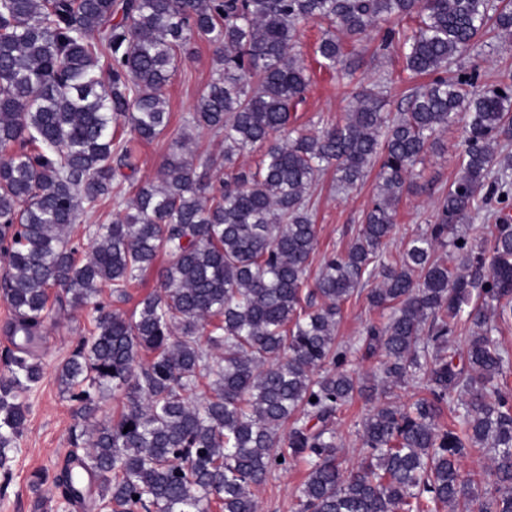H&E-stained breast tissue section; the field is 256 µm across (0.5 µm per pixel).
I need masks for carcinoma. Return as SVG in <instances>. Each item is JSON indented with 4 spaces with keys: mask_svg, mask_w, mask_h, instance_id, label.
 Masks as SVG:
<instances>
[{
    "mask_svg": "<svg viewBox=\"0 0 512 512\" xmlns=\"http://www.w3.org/2000/svg\"><path fill=\"white\" fill-rule=\"evenodd\" d=\"M412 17L411 35L390 28L382 41L410 77H432L405 108L386 112L365 92L341 121L291 126L310 85L298 25H326L315 54L334 70L344 42ZM489 34L512 37V0H0V298L13 313L0 468L45 378L34 350L56 288L59 304L94 312L90 336L56 369L82 449L53 476L69 505L94 493L110 512H257L269 474L302 460L297 512H512V400L498 383L509 356L495 336L496 319L512 315V224L500 216L512 157L494 148L512 130V83L478 90L476 68L448 75ZM198 42L214 48L212 75L157 180L136 183L117 129L147 142L166 131V87ZM459 121L462 169L436 221L387 252L416 166ZM202 130L224 135L230 172L217 187L215 161L198 166L190 151ZM245 150L261 152L256 167L235 166ZM330 167L345 191L378 168L377 192L347 250L311 278L313 188ZM106 203L117 212L80 258L79 217ZM481 213L497 222L459 232ZM448 246L460 265L438 256ZM160 256L159 290L131 312L97 300L126 302ZM377 279L368 301L387 321L340 344L342 306ZM476 297L482 306L462 317ZM357 354L378 358L385 392L415 382L425 396L374 401L365 456L349 470L335 420L365 390ZM456 395L457 422L442 428ZM115 396L120 417L85 428ZM473 448L489 455L482 496L459 467Z\"/></svg>",
    "mask_w": 512,
    "mask_h": 512,
    "instance_id": "1",
    "label": "carcinoma"
}]
</instances>
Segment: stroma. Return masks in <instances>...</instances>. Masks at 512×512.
<instances>
[{
  "label": "stroma",
  "mask_w": 512,
  "mask_h": 512,
  "mask_svg": "<svg viewBox=\"0 0 512 512\" xmlns=\"http://www.w3.org/2000/svg\"><path fill=\"white\" fill-rule=\"evenodd\" d=\"M385 31V26H378L361 45L346 48L344 63L351 75L339 81L332 72L321 69L315 60L314 49L321 37L319 27L311 23L299 26L297 40L312 82L304 102L294 114L296 126L313 131L321 120L343 119L355 95L365 88L383 91L389 110H397L414 83L408 80L397 53L380 51ZM457 63L465 67L479 64V86L506 82L512 76V42H494L493 46L483 48L476 58L463 56ZM212 67L213 49L208 44H194L183 55L178 72L166 91L171 115L166 134L149 143L137 139L131 142L138 159L139 180L155 178L172 141L179 136L201 90L209 81ZM460 141V133L442 135L440 148L417 165L414 185L398 207L397 223L389 243L391 252L401 250L405 241L433 223L440 195L460 172ZM376 183V177L371 175L357 189L341 191L336 187L333 172L320 176L314 196L313 220L318 231L314 263H321L325 254L344 251L357 236L363 215L376 191ZM385 318V313L369 306L365 296L353 297L343 307L337 329L338 340L345 345L352 344L367 325ZM92 328L91 309L51 310L45 323L43 343L37 351L46 372L45 379L28 399L30 412L11 464V482L7 490L0 493V512H33L39 498L43 499L46 512H96L90 499L80 507L65 506L52 482H44L36 491L30 487L34 471L55 474L72 450L75 406L62 397L54 372ZM369 409V402L357 396L337 416L338 442L346 466H357L362 457L359 430ZM306 475L307 468L301 462L294 463L288 471L273 473L258 494L259 512H294L293 492L304 482Z\"/></svg>",
  "instance_id": "1"
}]
</instances>
